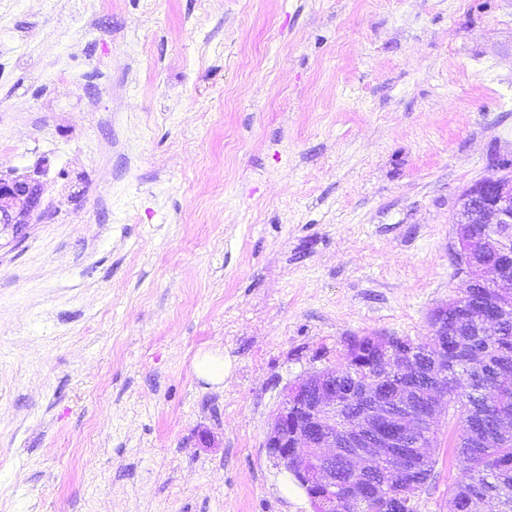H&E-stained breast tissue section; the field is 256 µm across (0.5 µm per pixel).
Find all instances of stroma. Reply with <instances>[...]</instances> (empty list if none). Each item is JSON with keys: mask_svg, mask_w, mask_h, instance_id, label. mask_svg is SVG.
<instances>
[{"mask_svg": "<svg viewBox=\"0 0 512 512\" xmlns=\"http://www.w3.org/2000/svg\"><path fill=\"white\" fill-rule=\"evenodd\" d=\"M505 157L512 0H0V175L44 184L0 247V512H313L284 389L430 338Z\"/></svg>", "mask_w": 512, "mask_h": 512, "instance_id": "obj_1", "label": "stroma"}]
</instances>
